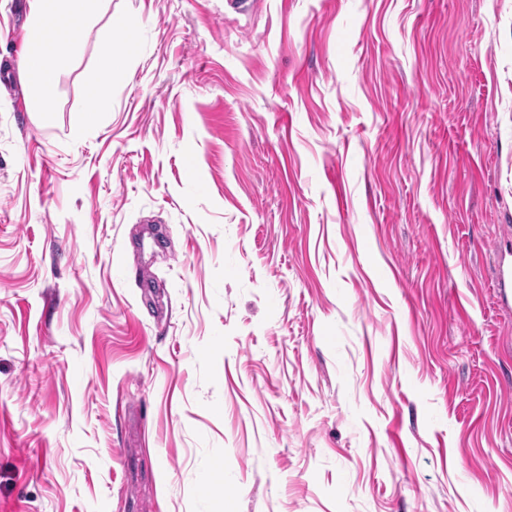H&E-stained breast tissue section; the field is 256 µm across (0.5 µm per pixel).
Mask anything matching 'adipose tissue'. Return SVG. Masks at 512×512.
Returning <instances> with one entry per match:
<instances>
[{
	"label": "adipose tissue",
	"instance_id": "1",
	"mask_svg": "<svg viewBox=\"0 0 512 512\" xmlns=\"http://www.w3.org/2000/svg\"><path fill=\"white\" fill-rule=\"evenodd\" d=\"M32 23L31 51L21 65L24 81L29 88L37 111L53 109L55 59L77 53L81 35L95 17V0H29ZM136 18L127 15L110 16L100 39L98 62L101 70L112 71L122 66L126 52L114 46L113 31H133Z\"/></svg>",
	"mask_w": 512,
	"mask_h": 512
}]
</instances>
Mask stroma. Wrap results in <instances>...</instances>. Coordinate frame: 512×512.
<instances>
[{
    "label": "stroma",
    "instance_id": "35a3bbf8",
    "mask_svg": "<svg viewBox=\"0 0 512 512\" xmlns=\"http://www.w3.org/2000/svg\"><path fill=\"white\" fill-rule=\"evenodd\" d=\"M113 14L0 0V512H512V0ZM97 0H29L31 51L21 64L38 112H52L55 75L52 62L80 50L81 35L93 22ZM74 20L77 29L65 22ZM138 24V20L127 15H111L105 25V31L99 43L98 62L103 71L110 72L114 68L122 66L127 51L117 48L112 43V31L132 32Z\"/></svg>",
    "mask_w": 512,
    "mask_h": 512
}]
</instances>
